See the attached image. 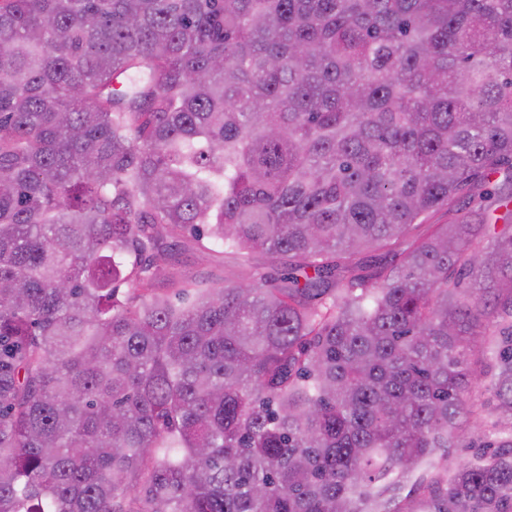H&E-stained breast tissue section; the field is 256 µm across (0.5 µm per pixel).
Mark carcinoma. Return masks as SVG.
<instances>
[{
    "label": "carcinoma",
    "mask_w": 512,
    "mask_h": 512,
    "mask_svg": "<svg viewBox=\"0 0 512 512\" xmlns=\"http://www.w3.org/2000/svg\"><path fill=\"white\" fill-rule=\"evenodd\" d=\"M502 421L512 0H0V512H512ZM179 258L182 267L191 275L209 276L213 279L222 277L233 279L240 273L230 259L193 245L182 247ZM460 440L462 445L458 448H450L448 452V459L444 458L443 460H440V468H446L448 466V469H453L468 461L479 450H493L491 448H466L478 447L484 442L490 440L484 436L483 428L479 425H466L464 431L460 434Z\"/></svg>",
    "instance_id": "carcinoma-1"
}]
</instances>
